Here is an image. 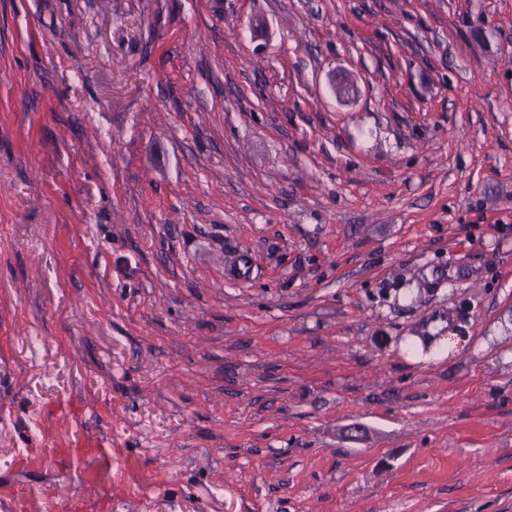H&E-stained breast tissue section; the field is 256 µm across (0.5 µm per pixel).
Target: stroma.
Masks as SVG:
<instances>
[{
	"mask_svg": "<svg viewBox=\"0 0 512 512\" xmlns=\"http://www.w3.org/2000/svg\"><path fill=\"white\" fill-rule=\"evenodd\" d=\"M90 437L96 512H512V0H0V490Z\"/></svg>",
	"mask_w": 512,
	"mask_h": 512,
	"instance_id": "stroma-1",
	"label": "stroma"
}]
</instances>
